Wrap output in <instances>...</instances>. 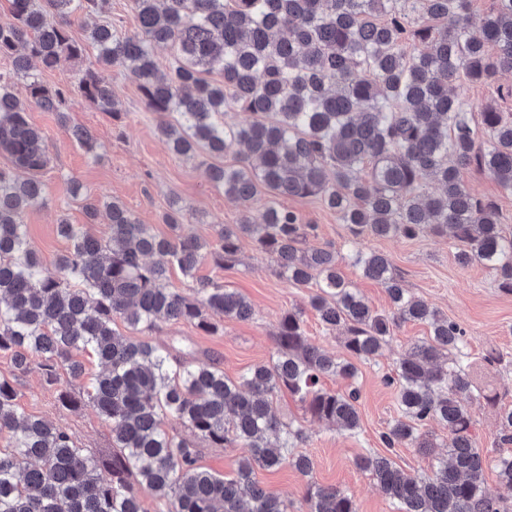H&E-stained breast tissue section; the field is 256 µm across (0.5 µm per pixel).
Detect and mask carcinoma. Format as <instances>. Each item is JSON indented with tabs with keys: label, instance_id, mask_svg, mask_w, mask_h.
I'll return each mask as SVG.
<instances>
[{
	"label": "carcinoma",
	"instance_id": "obj_1",
	"mask_svg": "<svg viewBox=\"0 0 512 512\" xmlns=\"http://www.w3.org/2000/svg\"><path fill=\"white\" fill-rule=\"evenodd\" d=\"M9 2L10 17L0 20V56L11 60L10 71L0 73V149L12 160L0 167V352L50 387L66 374L61 406L89 405L111 422L112 451L81 448L53 422L20 412L14 387L0 378V512H145V492L164 512H290V503L258 484L255 470L286 463L309 476L314 461L293 451L306 436L272 412L273 398L286 390L312 418L355 433L357 363L381 355L393 327L407 321L427 324L430 335L384 378L397 389L400 416L381 440L429 456L446 447L447 454L424 474L380 454L357 465L398 512H512V454H484L474 434L470 403L495 399L477 387L464 330L410 294L387 256L357 248L353 264L381 282L389 299L390 311L373 309L339 272L336 249L306 246L315 225L279 203L318 197L357 239L448 235L462 245L460 264H482L512 292V236L503 233L494 204L473 195L463 178L474 163L512 192V113L486 107L478 129L455 95L463 79L485 83L512 72V0H496L477 28L470 0H132L138 31L119 36L110 23L94 25L96 67L71 88L43 85L32 60L54 70L82 57L71 17L102 16L110 0ZM409 39L426 49L409 54ZM167 44L176 54L161 75L153 48ZM114 68L136 75L176 155L245 148L237 165L208 169L242 216L217 225L215 240L203 242L181 234L187 210L173 199L162 216L170 234L160 236L122 202L102 204L73 180L86 223H96L103 209L111 235L98 238L61 221L57 234L70 249L49 269L23 224L25 212L45 202L35 172L50 161L29 109L57 113L69 137L97 157V140L86 128L68 127L65 109L76 91L119 117L105 75ZM231 110L252 120L228 125ZM169 114L177 125L164 120ZM429 181L437 193L425 191ZM262 189L269 197L254 219ZM245 237L276 273L317 288L308 304L325 329L345 328L347 356L329 355L306 336L300 308L281 317L269 361L236 379L177 339L148 336L162 323L214 333L217 318H253L243 296L215 283L201 281L191 295L169 287L174 269L193 278L208 258L220 268L234 265ZM119 321L135 335L120 331ZM85 352L102 366L87 386ZM325 377L352 389L328 390ZM497 417L499 441L511 443L512 406L498 408ZM432 421L448 432V444L425 430ZM237 444L249 453L231 474L198 464L200 446ZM489 465L510 497L486 490ZM303 501L306 512H357L349 495L313 482Z\"/></svg>",
	"mask_w": 512,
	"mask_h": 512
}]
</instances>
